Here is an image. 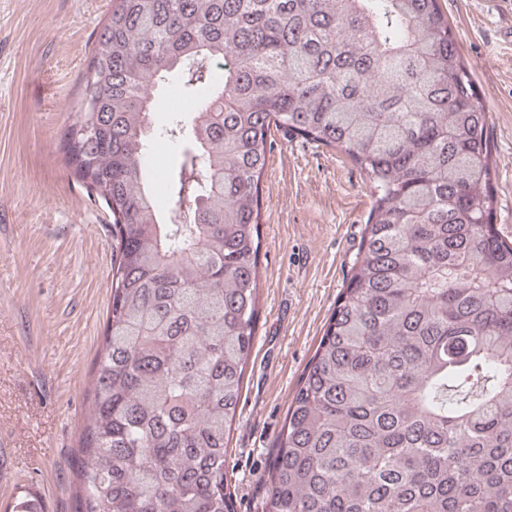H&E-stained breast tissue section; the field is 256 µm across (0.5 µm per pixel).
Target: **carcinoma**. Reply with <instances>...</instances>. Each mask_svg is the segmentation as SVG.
<instances>
[{
  "label": "carcinoma",
  "instance_id": "carcinoma-1",
  "mask_svg": "<svg viewBox=\"0 0 512 512\" xmlns=\"http://www.w3.org/2000/svg\"><path fill=\"white\" fill-rule=\"evenodd\" d=\"M169 81L164 211L145 158ZM274 129L345 154L373 205L261 512H512V240L439 0H112L60 141L115 240L72 512H235L224 456ZM11 512L44 509L26 492ZM154 100L155 107L150 116L151 123L149 125V133L151 135V139L154 138L158 128H161L167 124L171 113L175 110H172L171 108V101H180L178 87L176 84L170 83L168 86H165L155 94Z\"/></svg>",
  "mask_w": 512,
  "mask_h": 512
}]
</instances>
